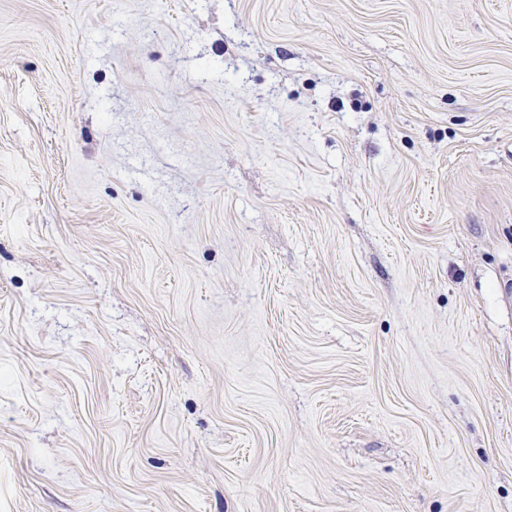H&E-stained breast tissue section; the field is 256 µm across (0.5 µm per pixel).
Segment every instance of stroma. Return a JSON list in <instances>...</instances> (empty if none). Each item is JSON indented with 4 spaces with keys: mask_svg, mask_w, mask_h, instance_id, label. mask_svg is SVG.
<instances>
[{
    "mask_svg": "<svg viewBox=\"0 0 512 512\" xmlns=\"http://www.w3.org/2000/svg\"><path fill=\"white\" fill-rule=\"evenodd\" d=\"M0 512H512V0H0Z\"/></svg>",
    "mask_w": 512,
    "mask_h": 512,
    "instance_id": "stroma-1",
    "label": "stroma"
}]
</instances>
